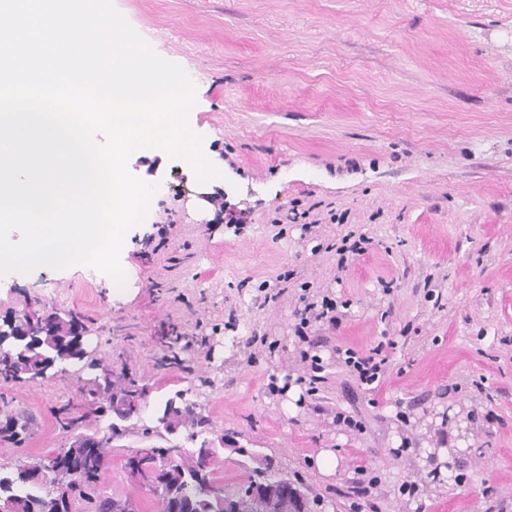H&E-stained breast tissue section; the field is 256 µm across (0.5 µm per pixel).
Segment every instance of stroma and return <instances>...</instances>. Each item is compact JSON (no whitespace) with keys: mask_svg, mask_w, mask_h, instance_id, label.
I'll list each match as a JSON object with an SVG mask.
<instances>
[{"mask_svg":"<svg viewBox=\"0 0 512 512\" xmlns=\"http://www.w3.org/2000/svg\"><path fill=\"white\" fill-rule=\"evenodd\" d=\"M113 2L189 75L188 123L226 180L198 184L160 150L129 161L158 191L127 232L122 290L87 265L0 277V323L74 316L87 352L37 381L0 376V423L30 422L23 441L0 434V467L108 434L104 491L144 504L132 453L224 438L230 492L249 474L243 447L316 512H512V0ZM381 342L371 390L336 349ZM306 353L324 379L292 401ZM98 367L142 391L114 433L76 382ZM180 390L202 420L194 441L151 429Z\"/></svg>","mask_w":512,"mask_h":512,"instance_id":"stroma-1","label":"stroma"}]
</instances>
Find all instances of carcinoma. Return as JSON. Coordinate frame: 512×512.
<instances>
[{
  "label": "carcinoma",
  "instance_id": "obj_1",
  "mask_svg": "<svg viewBox=\"0 0 512 512\" xmlns=\"http://www.w3.org/2000/svg\"><path fill=\"white\" fill-rule=\"evenodd\" d=\"M78 337L74 335L71 321L59 319L47 325L44 336L15 334L7 338L0 349V375L17 378L23 371L42 372L50 365L67 363L80 357ZM80 391L88 392L97 407L93 413L103 416L110 413L119 419L127 418L125 406L138 398L131 386H118L112 381V370L102 369L101 374L79 379ZM76 439L92 443L90 448H73L69 445L52 454L59 474L48 478L36 477V471L27 464L10 470L0 468V512H57V496L51 485L76 472L89 487L85 512H108L109 497L100 489V481L108 459L110 438L79 433ZM139 467L145 480L156 478L162 489L179 502V512H225L212 495L216 485L210 466L193 456H174L169 448H141L129 456L125 467ZM257 480L250 473L239 489L229 492L225 498L240 504L243 512H265L267 503L260 494H251Z\"/></svg>",
  "mask_w": 512,
  "mask_h": 512
}]
</instances>
